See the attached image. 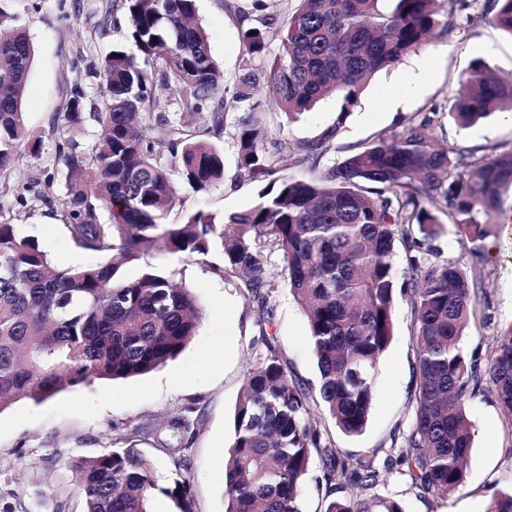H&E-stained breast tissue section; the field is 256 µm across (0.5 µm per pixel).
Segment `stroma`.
Returning a JSON list of instances; mask_svg holds the SVG:
<instances>
[{
	"instance_id": "stroma-1",
	"label": "stroma",
	"mask_w": 512,
	"mask_h": 512,
	"mask_svg": "<svg viewBox=\"0 0 512 512\" xmlns=\"http://www.w3.org/2000/svg\"><path fill=\"white\" fill-rule=\"evenodd\" d=\"M111 2L0 0L19 15L34 46L23 110L29 130L42 143L39 156L24 149L18 152L14 164L0 173V191L26 189L28 205L14 208L10 221L20 233L37 240L58 268L104 260L103 255L75 248L56 216L66 189L55 153L58 142L67 137L83 151L97 142L93 122L67 132L62 129L58 117L66 108L71 87L82 86L88 104H101L97 72L102 57L115 47L130 54L135 51L126 39L125 24L104 19ZM197 17L208 32L210 52L224 72L225 85H233L242 53L238 15L225 11L220 0H197ZM426 57L432 65L419 88L399 98L401 84ZM476 58L487 60L501 74H511L512 36L488 24L468 25L464 12H457L452 34H434L399 63L376 74L348 114H340L333 97L295 122L281 111L268 113L264 146L274 150L282 138L296 145L324 143L318 167L326 170L364 146L378 130L397 127L406 114L435 104L441 111L435 128L439 139L479 155L512 150V125L501 116L462 129L448 115L453 95ZM247 117L241 110L228 111L225 133L216 141L224 154L223 183L202 194L181 187L182 203L167 215V223H182L192 210L220 217L254 204L261 185L247 180L237 165L235 136ZM49 176L54 179V201L45 204L30 185ZM431 246L438 261L460 263L482 278L479 311L462 348L487 363L501 333L512 325V245L502 246L493 256L472 255L455 227L447 223ZM223 260L219 251L198 262L153 250L122 268L127 279L154 269L192 288L202 306L198 332L175 360L146 375L82 383L40 401L23 398L0 410V512H83V495L71 462L112 449L118 433L133 429L139 432L138 448L153 461L157 475H169L173 464L155 450L149 432L178 413L198 420L187 450L186 477L194 512H224V463L232 443L235 407L249 369L273 347L300 382L318 386L319 373L307 340L306 314L284 286L279 257H271L267 267L272 311L268 323L237 279L223 275ZM394 323L395 338L378 366L366 430L356 437L331 430V442L354 459L375 455L384 469L375 495L399 500L404 512H485L494 492L512 489V421L493 395L480 394L467 402L473 446L463 484L447 496L421 494L400 470L385 468L390 458L403 451L414 416L416 370L407 297H398Z\"/></svg>"
}]
</instances>
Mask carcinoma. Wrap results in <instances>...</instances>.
I'll return each instance as SVG.
<instances>
[{
  "mask_svg": "<svg viewBox=\"0 0 512 512\" xmlns=\"http://www.w3.org/2000/svg\"><path fill=\"white\" fill-rule=\"evenodd\" d=\"M197 0H112L127 17V38L141 57L112 51L99 69L107 89L101 107L85 115L86 92L70 90L58 117L66 127L91 118L98 146L58 143L66 169L60 220L74 246L112 259L94 266L54 267L34 239L18 233L0 199V410L22 398L41 400L94 379H127L175 360L196 336L201 308L187 288L157 271L133 279L122 267L160 249L196 261L220 249L223 270L266 306L267 256L279 254L282 277L304 310L319 372L318 395L328 417L349 436L364 431L373 406L378 365L395 336L396 244L405 254L400 293L410 298L411 345L417 362L412 427L394 464L421 493L444 497L464 482L472 447L469 398L495 395L512 422V325L501 334L486 371L467 357L462 337L478 311L482 279L460 264L433 260L426 244L448 216L478 255L500 225L502 193L512 188V150L477 156L443 148L433 137L438 106L381 129L339 164L309 176L282 172L281 158L298 155L317 169L323 143L296 146L283 138L263 149L266 111L292 120L333 95L340 113L356 105L367 81L400 62L441 29L453 32L457 0L441 13L439 0H297L283 21L252 0L240 28L239 77L219 95L224 75L211 56L203 26L193 21ZM466 23H487L512 35V0H485ZM280 53L268 60L269 44ZM33 48L15 14L0 7V171L20 147L40 153L28 137L22 99ZM265 83L268 96L254 99ZM247 104L251 115L237 134L245 177L263 181L256 203L217 219L191 211L167 224L179 201L173 175L195 191L224 180V159L209 140L225 130V114ZM512 112V81L477 58L449 115L470 126ZM107 209L110 223L100 221ZM269 354L246 375L225 463V512H302V484L314 457L329 486L345 479L354 494L331 499L323 512H403L394 499L372 494L382 480L374 458L350 463L332 449L327 431L309 418L312 388ZM196 434L185 416L153 432L155 447L174 470L163 484L135 440L71 464L84 512H150L161 493L177 512H193L185 450ZM486 512H512V491L493 493Z\"/></svg>",
  "mask_w": 512,
  "mask_h": 512,
  "instance_id": "cac0c4a2",
  "label": "carcinoma"
}]
</instances>
